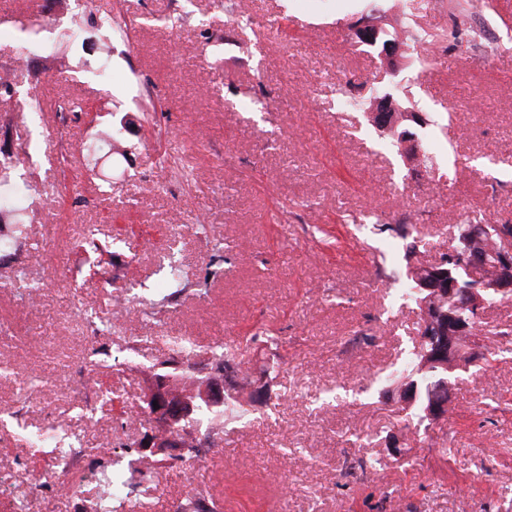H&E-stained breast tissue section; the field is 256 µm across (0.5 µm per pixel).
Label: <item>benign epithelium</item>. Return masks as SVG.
<instances>
[{
    "label": "benign epithelium",
    "instance_id": "1",
    "mask_svg": "<svg viewBox=\"0 0 512 512\" xmlns=\"http://www.w3.org/2000/svg\"><path fill=\"white\" fill-rule=\"evenodd\" d=\"M352 35L358 44L376 50L385 67L393 69L397 66L402 51L401 43L396 38L384 37L382 30L374 21L367 17L356 20L352 27ZM390 112L392 100L388 97L378 99L372 108V122L386 131L395 128ZM494 228L503 239L509 240V243L495 255L498 267L504 271L500 279L491 284L487 283L476 273L483 264V259L472 257L467 252L461 254L460 266L467 269L472 280L470 288L465 290V295L469 299L473 320L484 317V292L493 290L502 295L512 293V236L504 233L500 224L494 225ZM468 329L469 323L465 321L453 324L448 331L431 324L428 317L422 322L423 334L441 337L442 350H454L456 338L465 335ZM206 374L208 377L202 381L199 390L191 399L176 396L172 391L173 377L170 375H158L151 380L142 393V402L155 423L156 430L139 440L143 450L150 451L154 456L162 454L168 459L184 455L186 448L172 430L176 429V425L191 420L202 404L210 409L224 405V373L208 369Z\"/></svg>",
    "mask_w": 512,
    "mask_h": 512
}]
</instances>
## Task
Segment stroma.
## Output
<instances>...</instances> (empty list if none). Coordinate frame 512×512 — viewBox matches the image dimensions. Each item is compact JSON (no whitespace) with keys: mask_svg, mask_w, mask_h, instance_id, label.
Segmentation results:
<instances>
[{"mask_svg":"<svg viewBox=\"0 0 512 512\" xmlns=\"http://www.w3.org/2000/svg\"><path fill=\"white\" fill-rule=\"evenodd\" d=\"M363 16L413 31L395 70L351 38ZM22 56L35 73L17 67L18 94L0 96L21 196L0 213V512H86L89 483L37 484L54 446L26 434L61 427L87 474L121 417L85 378L122 396L141 437V394L179 345L192 365L246 347L268 396L225 413L158 499L115 481L128 512H176L193 485L223 512H512V300L486 308L495 357L459 372L455 424H420L383 394L419 341L407 242L366 220L413 218L431 262L475 212L512 223V0H0V67ZM384 95L424 116L428 165L341 107ZM63 101L83 115L59 119ZM113 125V149L90 151ZM91 235L116 239L112 265L82 250ZM172 266L188 292L138 314Z\"/></svg>","mask_w":512,"mask_h":512,"instance_id":"stroma-1","label":"stroma"}]
</instances>
